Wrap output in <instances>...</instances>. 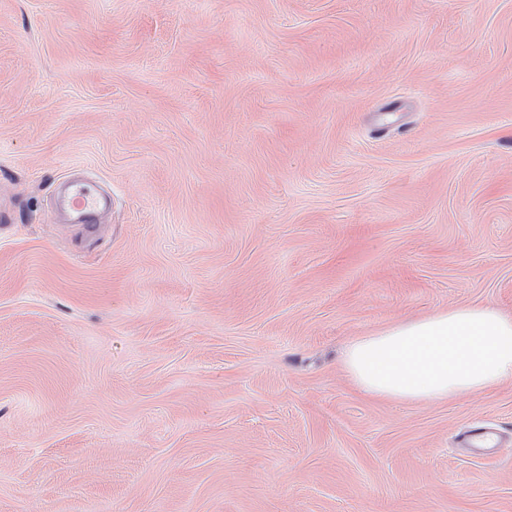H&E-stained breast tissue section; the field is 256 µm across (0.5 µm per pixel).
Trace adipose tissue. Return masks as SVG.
Returning <instances> with one entry per match:
<instances>
[{"instance_id":"obj_1","label":"adipose tissue","mask_w":512,"mask_h":512,"mask_svg":"<svg viewBox=\"0 0 512 512\" xmlns=\"http://www.w3.org/2000/svg\"><path fill=\"white\" fill-rule=\"evenodd\" d=\"M344 369L361 392L398 403L475 394L512 376V314L468 304L397 321L354 338Z\"/></svg>"}]
</instances>
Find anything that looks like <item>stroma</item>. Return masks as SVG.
Masks as SVG:
<instances>
[{
	"label": "stroma",
	"mask_w": 512,
	"mask_h": 512,
	"mask_svg": "<svg viewBox=\"0 0 512 512\" xmlns=\"http://www.w3.org/2000/svg\"><path fill=\"white\" fill-rule=\"evenodd\" d=\"M0 216V512H512V378L342 367L512 313V0H0ZM59 205L74 223L82 224L83 229L91 234L96 228L92 220L105 203L95 183L82 181L70 184L68 192L60 198ZM344 369L361 392L398 403L475 394L512 376V314L468 304L397 321L354 338Z\"/></svg>",
	"instance_id": "stroma-1"
}]
</instances>
